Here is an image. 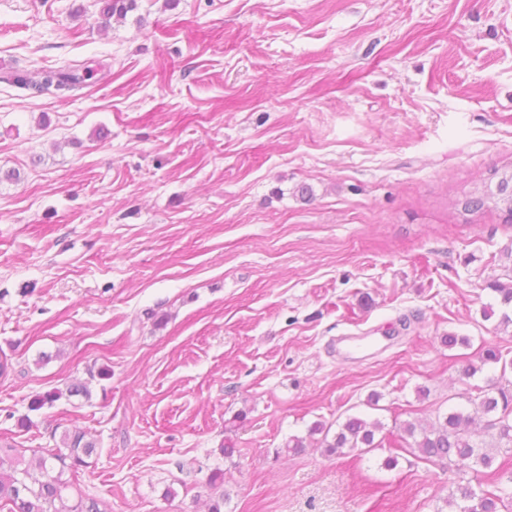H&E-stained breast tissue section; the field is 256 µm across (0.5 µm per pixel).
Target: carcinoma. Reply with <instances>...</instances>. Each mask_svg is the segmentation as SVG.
I'll return each instance as SVG.
<instances>
[{"label": "carcinoma", "mask_w": 512, "mask_h": 512, "mask_svg": "<svg viewBox=\"0 0 512 512\" xmlns=\"http://www.w3.org/2000/svg\"><path fill=\"white\" fill-rule=\"evenodd\" d=\"M98 26L102 30L112 27V19H123L136 7V0H96ZM93 70L72 66L41 68L33 71H11L0 75V80L23 90L38 93L51 92L59 97L81 89ZM461 212L476 214L497 211L512 221V167L490 170L480 186L458 201ZM481 362L502 363L501 375L482 395L472 401L470 412L446 413L429 424L408 421L401 427L399 442L409 453L445 465L471 461L475 463L473 478L492 479L493 490L476 491L472 484L459 485L449 491L444 500L449 512H512V470L494 466L499 453H512V396L501 381L512 361L501 362L498 350L489 346L481 354ZM90 398L85 383H73L61 391L57 388L36 394L29 410L39 411L51 407L62 397ZM483 423L489 440L477 441L471 427ZM384 425L361 416H350L338 425L336 432L317 421L309 428V435L320 436L318 443L324 452L340 454L343 449L369 453L384 447V440L376 433ZM60 448H53L27 460L0 448V509L8 512H102L100 500L75 489L74 480L80 470L90 464L98 454L97 442L83 431L64 432Z\"/></svg>", "instance_id": "obj_1"}]
</instances>
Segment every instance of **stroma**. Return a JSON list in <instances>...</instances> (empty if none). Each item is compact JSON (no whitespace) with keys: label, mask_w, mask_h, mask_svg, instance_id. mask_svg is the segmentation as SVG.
Wrapping results in <instances>:
<instances>
[{"label":"stroma","mask_w":512,"mask_h":512,"mask_svg":"<svg viewBox=\"0 0 512 512\" xmlns=\"http://www.w3.org/2000/svg\"><path fill=\"white\" fill-rule=\"evenodd\" d=\"M68 65L67 98L0 83V446L88 431L106 512H207L217 467L224 512H435L455 470L308 429L471 410L482 349L512 359V221L450 207L512 165V0H136L106 31L94 0H0V66ZM64 395L68 398L82 397L88 400L91 393L86 383H73L66 388L65 394L58 388H52L36 394L30 401L28 408L30 411H39L45 406L52 407ZM384 425L379 420L369 421L361 416H350L338 425V429L330 435L331 426L321 421L314 422L309 428V436L321 435L318 440L324 452L333 455L340 454L344 448L370 453L376 448H383L385 436L376 440V432H381Z\"/></svg>","instance_id":"stroma-1"}]
</instances>
